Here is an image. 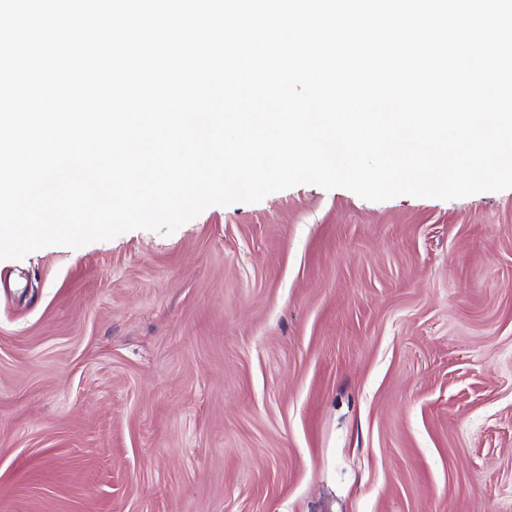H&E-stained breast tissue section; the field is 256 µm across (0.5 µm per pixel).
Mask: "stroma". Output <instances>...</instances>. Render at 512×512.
<instances>
[{"instance_id":"obj_1","label":"stroma","mask_w":512,"mask_h":512,"mask_svg":"<svg viewBox=\"0 0 512 512\" xmlns=\"http://www.w3.org/2000/svg\"><path fill=\"white\" fill-rule=\"evenodd\" d=\"M0 512H512V189L0 260Z\"/></svg>"}]
</instances>
